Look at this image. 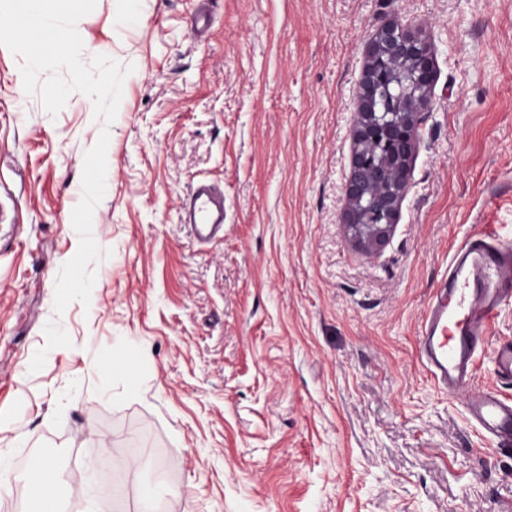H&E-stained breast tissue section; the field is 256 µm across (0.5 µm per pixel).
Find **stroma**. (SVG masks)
I'll list each match as a JSON object with an SVG mask.
<instances>
[{
  "label": "stroma",
  "instance_id": "1",
  "mask_svg": "<svg viewBox=\"0 0 512 512\" xmlns=\"http://www.w3.org/2000/svg\"><path fill=\"white\" fill-rule=\"evenodd\" d=\"M96 0L81 59L132 66L110 128L50 116L0 46V512L32 458L66 512H512L416 329L475 225L512 240V0ZM436 56L409 189L374 255L344 222L365 49L392 21ZM109 130L89 304L55 316L84 155ZM224 186V232L179 219ZM59 320L73 345L49 351ZM122 457L138 473L113 471Z\"/></svg>",
  "mask_w": 512,
  "mask_h": 512
}]
</instances>
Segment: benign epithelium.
Returning <instances> with one entry per match:
<instances>
[{"instance_id":"benign-epithelium-1","label":"benign epithelium","mask_w":512,"mask_h":512,"mask_svg":"<svg viewBox=\"0 0 512 512\" xmlns=\"http://www.w3.org/2000/svg\"><path fill=\"white\" fill-rule=\"evenodd\" d=\"M434 53L421 30L400 21L384 25L367 49L360 84L352 168L345 184L344 223L366 250L375 252L394 228L408 187L417 126L430 103ZM385 139L389 158L372 165L364 150Z\"/></svg>"}]
</instances>
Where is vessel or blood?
Returning <instances> with one entry per match:
<instances>
[{
    "label": "vessel or blood",
    "mask_w": 512,
    "mask_h": 512,
    "mask_svg": "<svg viewBox=\"0 0 512 512\" xmlns=\"http://www.w3.org/2000/svg\"><path fill=\"white\" fill-rule=\"evenodd\" d=\"M180 215L197 241L208 242L224 230L223 189L198 183L183 199ZM508 300L512 243L485 224L455 250L417 332L423 365L435 385L451 396L466 394L470 421L499 448L512 447V399L471 386L484 355L497 379L512 383V340L491 339L493 320Z\"/></svg>",
    "instance_id": "1"
}]
</instances>
